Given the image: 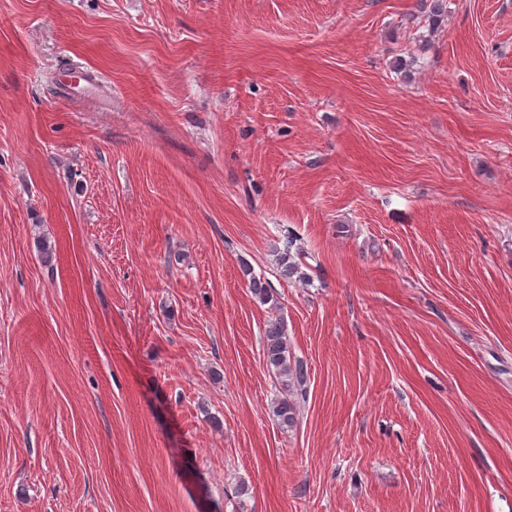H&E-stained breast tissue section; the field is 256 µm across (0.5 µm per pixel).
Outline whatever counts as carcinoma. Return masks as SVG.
<instances>
[{"label":"carcinoma","instance_id":"obj_1","mask_svg":"<svg viewBox=\"0 0 512 512\" xmlns=\"http://www.w3.org/2000/svg\"><path fill=\"white\" fill-rule=\"evenodd\" d=\"M292 247L293 242L290 241L284 248L276 250L277 270L284 280L303 281L306 274L301 270V251H294ZM243 273L248 277V288L252 297L263 305L277 308L279 300L270 282L255 275L247 264L243 265ZM263 359L279 385L280 396L273 402L272 414L281 427L291 428L296 423L297 399L306 393L308 372L304 363L293 355L285 323L278 316L270 319L265 326Z\"/></svg>","mask_w":512,"mask_h":512}]
</instances>
